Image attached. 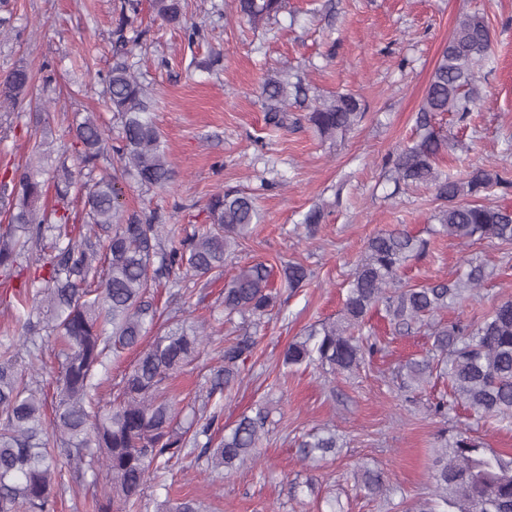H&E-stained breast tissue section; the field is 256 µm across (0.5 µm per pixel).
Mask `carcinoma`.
<instances>
[{
	"label": "carcinoma",
	"mask_w": 512,
	"mask_h": 512,
	"mask_svg": "<svg viewBox=\"0 0 512 512\" xmlns=\"http://www.w3.org/2000/svg\"><path fill=\"white\" fill-rule=\"evenodd\" d=\"M285 0H233L236 12L253 27L268 23ZM141 0H120L119 23L113 31V62L96 73L105 99L119 120L116 145L89 113L74 131V149L84 166L111 152L121 170L88 172L83 182L61 159L55 168L58 201L67 202L73 189L84 191L85 231L68 230L67 213L50 215L39 205L43 195L42 161L51 153L48 142L36 141L32 157L18 177L0 181V211L9 224L0 232V271L11 274L30 248L41 246L42 274L16 292L14 342L0 348V512H50L63 469L74 474L104 470L109 490L94 497L95 512H133L147 484L169 463L184 455L183 434L177 431L179 411L168 394V380L192 361L213 334L210 324L166 323L164 334L146 344L148 330L161 318L149 282L168 289L174 299L186 297L176 273L206 277L224 268V258L248 238L260 223L256 196L228 189L211 196V223L180 238L158 223L156 212L124 215L116 188L118 174L131 175L146 190L163 189L176 177L162 135L152 117V95L140 80L133 47L142 32L134 28ZM157 18L183 29L188 46L199 29L185 22L183 0H151ZM133 36H127V32ZM492 40L483 13L462 16L437 59L416 117L420 134L413 144L389 157L391 179L406 189L432 187L441 201L435 220L437 233L464 244L477 241L512 244V210L476 201L462 202L496 186L512 189L505 170L473 169L456 178L439 167L446 138L435 132L434 117L455 112L463 120L482 99L476 69L489 56ZM36 78L24 65L14 66L0 79V106L20 111L33 102ZM266 122L277 131L287 126L288 109L305 112L304 119L325 139L351 130L365 105L352 93L311 95L298 73L279 70L260 82ZM321 206L304 216L308 232L324 223ZM428 242L405 229L382 230L372 236L348 281L338 318L312 328L306 337L288 344L286 366L316 364L332 373L352 372L376 351L362 333L366 317L383 313L394 331L409 335L428 319L461 302L479 288L490 272L480 262L466 261L468 271L454 281L436 280L407 285L401 273L407 263L426 252ZM286 286L297 289L308 280L300 263L283 267ZM278 292L263 263L241 267L224 284V318L236 315L254 328L264 323ZM432 348L405 364L402 387L415 389L434 374L448 378L449 398L431 406L445 418L448 403L461 404L481 417L512 418V300H506L479 322L461 320L435 326ZM59 343L53 372V398L32 381L43 365L36 357L19 362L16 343L26 348L36 341ZM257 346V337L244 334L217 347L222 366L210 378L208 397L224 393L238 379ZM129 349L138 357L117 384V393L102 404L97 398V370ZM219 420L214 412L195 423L193 443L207 438L201 455L226 473L259 458L268 412L259 407L224 429L212 445L211 431ZM308 457L336 452L338 439L328 431L302 443ZM357 481L371 496L390 492L384 475L362 468ZM432 497L406 507L405 512H512V456L496 453L467 434L458 433L436 450L431 470Z\"/></svg>",
	"instance_id": "obj_1"
}]
</instances>
